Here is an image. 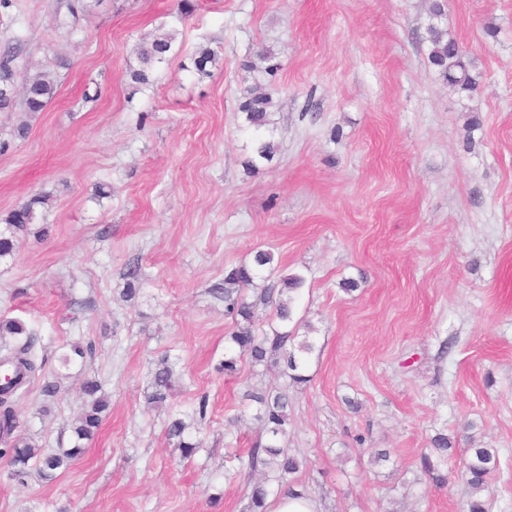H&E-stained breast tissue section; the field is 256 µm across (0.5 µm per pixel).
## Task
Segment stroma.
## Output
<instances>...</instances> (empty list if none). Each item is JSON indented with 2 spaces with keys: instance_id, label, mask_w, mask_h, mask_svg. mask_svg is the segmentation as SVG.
<instances>
[{
  "instance_id": "obj_1",
  "label": "stroma",
  "mask_w": 512,
  "mask_h": 512,
  "mask_svg": "<svg viewBox=\"0 0 512 512\" xmlns=\"http://www.w3.org/2000/svg\"><path fill=\"white\" fill-rule=\"evenodd\" d=\"M68 2L0 7V48L24 47L17 83L57 85L42 112H0V218L51 196L42 236L0 262V318L40 338L22 434L71 447L88 379L110 408L53 481L18 484L0 459V512H251L239 459L267 435L246 393L269 387L290 402L279 446L308 461L294 488L322 512H461L464 481L438 489L419 471L440 433L453 473L467 449H496L489 512H512V0H444L473 92L429 62L432 0H196L186 19L178 0H82L74 18ZM163 30L167 61L135 83L140 43ZM260 47L280 65L276 150L253 168L239 104ZM259 250L305 277L288 329L314 344L306 383L230 342L213 289ZM133 260L143 284L128 300ZM165 363L179 381L156 409ZM177 418L202 442L187 459L166 433Z\"/></svg>"
}]
</instances>
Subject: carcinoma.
<instances>
[{
    "label": "carcinoma",
    "instance_id": "1",
    "mask_svg": "<svg viewBox=\"0 0 512 512\" xmlns=\"http://www.w3.org/2000/svg\"><path fill=\"white\" fill-rule=\"evenodd\" d=\"M444 4L437 0L432 5V22L428 24L429 61L436 68L439 76L448 84L463 91H473L478 86L477 76L470 73L463 61V53L459 43L448 35V30L438 23L443 15ZM174 35L163 33L140 47L139 58L143 68L133 72L134 80L141 84L149 83L148 67L153 63L163 62L172 50ZM21 53L20 44L7 46L0 52V110H8L16 101L17 86L12 63ZM217 54L211 49H201L193 58L195 72L200 76L210 75L208 66L215 64ZM259 63L247 65L250 72H262L272 79L279 70L274 62L275 56L265 48L256 53ZM56 95V85L46 73H37L28 78L22 85V101L26 111L41 112ZM272 99L253 87L248 91L245 100L239 104V111L245 115L247 126L256 131L270 124ZM46 195H33L21 205L11 210L0 220V261L13 256L20 238L31 232L35 224L36 211L47 204ZM271 252L259 250L250 264H241L224 271L223 285L214 289V293L224 299L228 313L237 317L235 327L230 335L231 342L238 348L241 355H246L255 363L264 361L267 354L282 351L286 353V367L291 371L289 377L296 383H303L306 377L298 373L299 361L295 353L287 350L288 342L294 336L288 331V323L294 319V293L305 284V277L300 273H288L279 279L281 288H263L249 297L245 294L254 286L258 271L273 264ZM124 293L128 297L137 294L140 286V268L129 267L125 274ZM262 305L271 307L273 322L279 328L272 329V335L260 336L256 333L254 310ZM39 338L36 332L28 329L18 319H0V371L7 378L0 381V441L7 445L3 449L4 456L9 458L10 477L24 484L36 471L41 479L52 481L56 471L65 468L82 454V440L90 439L102 422V414L108 409V400L102 386L96 381H88L82 388L80 413L73 424L76 442L73 447L60 454H45L30 437L16 434L20 427L18 414L15 411L13 398L18 395L38 372L43 364L36 357V345ZM174 390L173 371L165 366L155 373L153 392L149 395L152 403L164 404ZM251 400L259 404L258 418L264 423L265 432L269 436L267 443H256L247 452V460L243 466L250 474L265 468H273L278 472L281 482L288 484L306 467V459L290 455L277 444V440L285 433L288 424V395L269 389L250 394ZM189 424L178 418L168 425V435L177 441L183 457L191 456L199 443L186 437ZM433 448L420 458L421 471L435 484L443 485L447 477L441 473L440 465L447 462L451 442L445 434H439L432 440ZM499 458L493 448L476 447L470 449V456L463 463L457 476L472 489L467 501L466 512H486L483 499L484 492L489 489V479L498 469ZM250 501L253 512H266L267 489L264 480L250 482Z\"/></svg>",
    "mask_w": 512,
    "mask_h": 512
}]
</instances>
